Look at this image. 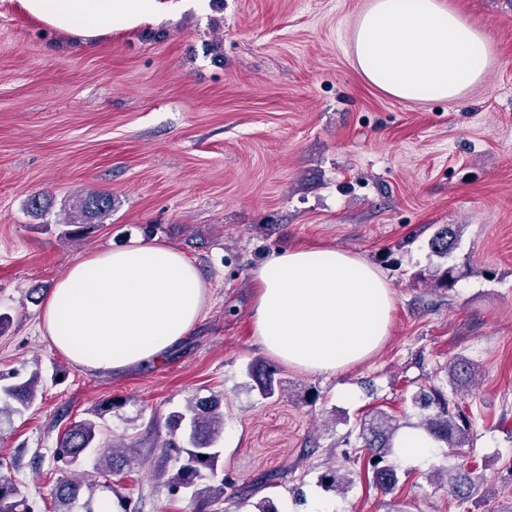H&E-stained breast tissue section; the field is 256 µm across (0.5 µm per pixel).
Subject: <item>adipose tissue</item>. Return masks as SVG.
I'll return each mask as SVG.
<instances>
[{"mask_svg":"<svg viewBox=\"0 0 512 512\" xmlns=\"http://www.w3.org/2000/svg\"><path fill=\"white\" fill-rule=\"evenodd\" d=\"M28 16L84 42L148 22L167 0H17ZM359 73L410 101L460 100L491 65L485 35L442 0H372L354 30ZM253 329L274 358L333 374L372 356L390 334L393 290L365 260L333 247L272 252L254 273ZM195 263L134 240L72 263L42 314L55 348L100 376L157 364L204 311Z\"/></svg>","mask_w":512,"mask_h":512,"instance_id":"ef3b65f1","label":"adipose tissue"}]
</instances>
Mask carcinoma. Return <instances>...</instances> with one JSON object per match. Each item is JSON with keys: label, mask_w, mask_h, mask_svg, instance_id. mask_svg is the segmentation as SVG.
<instances>
[{"label": "carcinoma", "mask_w": 512, "mask_h": 512, "mask_svg": "<svg viewBox=\"0 0 512 512\" xmlns=\"http://www.w3.org/2000/svg\"><path fill=\"white\" fill-rule=\"evenodd\" d=\"M112 212V195L91 192L76 198L66 226L70 233L80 234L93 227L92 220L103 218ZM460 234V225L446 224L438 228L429 240L433 255L446 259L455 248ZM277 369L268 364L250 370L261 396L271 398L283 392L282 383L276 378ZM477 367L471 360L458 357L448 364V378L454 386L452 394L432 386L415 397V402L434 412L424 418L419 428L425 430L435 441L448 448H463L470 442L472 418L455 399V385L475 380ZM42 379L35 372L28 378L10 383H0V417H11L28 410L37 400ZM83 419L74 423L63 434L59 442V454L75 465L88 453L95 454L94 476L80 483L72 478L58 482L51 491L54 512H97L98 489H112L110 478L120 472V467L129 456L115 448L98 450L97 419ZM171 433H180V440L168 441L167 448H179L185 454L184 462L168 480L172 492L192 488L199 482L216 476L219 451L216 444L224 429V413L216 400H190L169 416ZM399 429L395 418L382 410H376L360 419L357 439L367 451L364 465L372 472L374 482L385 491L394 489L398 483L396 469L387 460L392 453V437ZM483 476L474 470L459 465L447 474L445 485L448 494L460 502L472 498L479 491ZM0 512H30L26 498L16 482L0 469Z\"/></svg>", "instance_id": "carcinoma-1"}]
</instances>
